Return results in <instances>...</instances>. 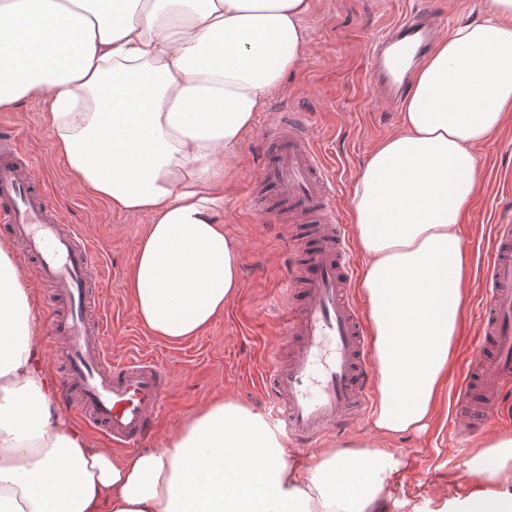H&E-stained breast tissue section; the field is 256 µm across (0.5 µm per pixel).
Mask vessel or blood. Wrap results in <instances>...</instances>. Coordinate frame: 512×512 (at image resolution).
<instances>
[{"instance_id":"obj_1","label":"vessel or blood","mask_w":512,"mask_h":512,"mask_svg":"<svg viewBox=\"0 0 512 512\" xmlns=\"http://www.w3.org/2000/svg\"><path fill=\"white\" fill-rule=\"evenodd\" d=\"M439 30L428 0L387 28L369 52L373 92L401 98L409 58H422ZM271 151L261 184L276 193L260 220L290 219L291 242L304 257L298 269L300 314L285 315L283 331L296 337L288 359L273 356L262 375L271 417L297 446L309 448L331 431H350L370 405V343L345 290L352 277L346 230L334 211L322 154L303 122L285 113L269 121ZM0 224L9 227L24 256L35 259L40 281L60 289L63 305L50 331L64 343L63 385L93 423L112 439L149 435L168 385L150 357L112 362L100 339L102 317L91 279L92 248L77 230L62 227L55 201L33 174L28 152L0 135ZM487 292L479 315L491 353H479L460 387L457 413L476 430L492 428L496 399L474 406L468 383L497 388L512 379V224L497 225L485 269Z\"/></svg>"}]
</instances>
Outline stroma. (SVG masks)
<instances>
[{"label":"stroma","instance_id":"1","mask_svg":"<svg viewBox=\"0 0 512 512\" xmlns=\"http://www.w3.org/2000/svg\"><path fill=\"white\" fill-rule=\"evenodd\" d=\"M416 0H313L305 20L311 40L302 64L289 71L284 89L258 114L254 131L242 142L224 176V230L241 252L240 288L223 315L200 336L179 345L164 343L139 323L123 283L137 244L150 222L145 215L112 212L90 197L60 164L53 139L42 122L44 104L35 97L17 109L0 112V132L14 135L31 149L35 172L45 181L65 223L75 224L90 241L96 265L92 277L101 288L103 340L113 360L152 356L168 374V389L151 434L141 448L159 447L168 432L211 399L224 396L256 410L267 397L259 376L270 351L287 352L291 339L279 321V305L290 290V272L299 257L280 224L258 222L250 189L258 177L267 137L266 116L288 106L306 115L316 145L334 181L339 219L350 224L355 180L373 148L394 133L397 112L370 103L365 84L370 40L415 6ZM479 184L466 207L459 232L470 261L460 337L448 372L434 426L421 435L405 434L386 446L404 462V478L382 493L383 512H407V503L431 501L441 506L449 481L467 482L465 463L491 435H512V397L504 399L491 432H478L467 446L454 433L464 424L454 415L455 392L474 361L482 340L477 318L484 295L481 270L495 224L512 216V118L500 135L476 150Z\"/></svg>","mask_w":512,"mask_h":512}]
</instances>
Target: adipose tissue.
<instances>
[{
    "label": "adipose tissue",
    "mask_w": 512,
    "mask_h": 512,
    "mask_svg": "<svg viewBox=\"0 0 512 512\" xmlns=\"http://www.w3.org/2000/svg\"><path fill=\"white\" fill-rule=\"evenodd\" d=\"M311 0H0V110L45 103L55 157L113 212L146 214L124 288L157 338L209 328L240 285L224 173L305 57ZM456 27L414 71L401 127L351 199L383 439L428 431L461 327L459 225L473 149L512 116V0ZM35 290L0 244V512H379L402 462L375 445L307 464L225 398L151 450L92 447L57 403ZM445 512H512V437L488 442Z\"/></svg>",
    "instance_id": "adipose-tissue-1"
}]
</instances>
